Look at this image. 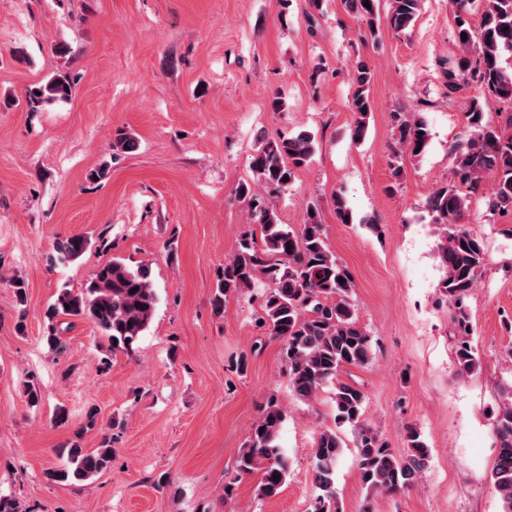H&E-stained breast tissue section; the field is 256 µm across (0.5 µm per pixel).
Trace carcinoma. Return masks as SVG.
I'll use <instances>...</instances> for the list:
<instances>
[{"label":"carcinoma","instance_id":"cac0c4a2","mask_svg":"<svg viewBox=\"0 0 512 512\" xmlns=\"http://www.w3.org/2000/svg\"><path fill=\"white\" fill-rule=\"evenodd\" d=\"M348 13L359 23L363 39L376 38L378 0H343ZM370 7H365V3ZM421 0H389L388 20L396 30L408 28L415 20ZM482 6L478 25L469 15L474 4ZM460 56L448 63V89L454 90L464 79L477 87L465 117L468 135L454 147V181L436 187L426 201L431 221L442 229L438 259L445 270L441 282L443 294L453 309L451 321L458 337L456 359L459 374H473L480 365L477 349L471 344L473 328L464 301L477 287L486 264L484 245L467 225L471 197L479 192L485 179L494 181L489 199L493 213L512 212V135L486 119L481 96L490 94L512 106V64L503 57L512 56V0H451ZM372 75L368 64L356 61L350 70L353 93L350 109L355 121L351 139L362 140L374 103L370 96ZM69 73L60 71L46 83L27 91V100L36 108L43 103L69 99L73 92ZM397 129L393 159L413 157L426 151L431 130L421 117L406 118L394 114ZM314 137L301 131L291 137L266 140L251 161L253 180L237 187L235 198L243 203L252 232L239 242L236 252L224 263L212 294V306L218 313L230 296L238 295L267 280L271 287L262 296V321L270 335L283 343L288 363V383L294 393L308 400L320 388L336 382L334 402L336 424L348 426L358 434L357 459L360 480L369 490L391 495L413 486L428 468L431 451L415 427L407 430L408 448L397 453L381 441L366 425L364 392L338 380L346 366H363L373 354L369 334L360 326L352 302V275L341 265L326 242L324 224L318 209L307 207L299 228L279 222L265 192L285 190L296 178L298 169L307 165L314 153ZM336 219L354 223L352 210L342 195L334 200ZM87 240L67 236L54 243L60 261L79 258ZM157 296L150 271L131 268L114 258L101 265L86 288L79 292L63 288L51 306L48 319L59 316L91 322L109 338L115 349L129 350L146 330L153 317ZM503 400L493 425L498 455L491 481L498 495L501 512H512V384L501 387ZM285 419L278 404L269 403L252 424L249 439L237 460L238 473L260 474L258 496L279 495L286 482L288 465L276 444ZM343 453L337 431L326 429L314 442V483L321 491L313 512H340L336 498V469ZM66 457L63 467L47 473L54 482H85L110 467L112 446L108 442L89 451L77 441L61 449Z\"/></svg>","mask_w":512,"mask_h":512}]
</instances>
